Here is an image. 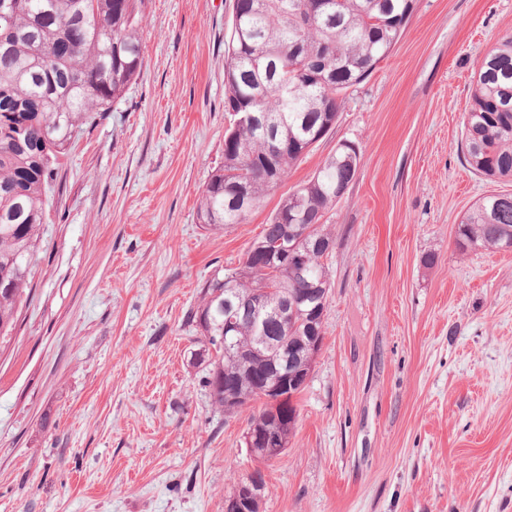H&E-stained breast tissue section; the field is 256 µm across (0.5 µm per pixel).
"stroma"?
Instances as JSON below:
<instances>
[{"label": "stroma", "mask_w": 512, "mask_h": 512, "mask_svg": "<svg viewBox=\"0 0 512 512\" xmlns=\"http://www.w3.org/2000/svg\"><path fill=\"white\" fill-rule=\"evenodd\" d=\"M232 4L144 0L137 80L61 159L0 351V512H224L256 462L246 415L190 362L187 315L343 140L361 162L331 217L325 336L261 512H512V250L454 244L479 198L512 193L459 149L512 0H417L285 185L213 234L197 207L224 161Z\"/></svg>", "instance_id": "obj_1"}]
</instances>
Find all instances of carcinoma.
Listing matches in <instances>:
<instances>
[{
  "label": "carcinoma",
  "instance_id": "carcinoma-1",
  "mask_svg": "<svg viewBox=\"0 0 512 512\" xmlns=\"http://www.w3.org/2000/svg\"><path fill=\"white\" fill-rule=\"evenodd\" d=\"M0 343L12 336L33 290V267L48 194L60 158L102 120L140 74L145 45L141 0H0ZM415 0H236L224 70V107L249 106L261 119L230 129L224 164L213 170L197 209L201 227L218 233L241 224L332 129L340 94L362 82L388 56L414 12ZM460 150L467 167L490 180H512V34L480 59L463 118ZM360 153L338 148L313 176L281 198L260 242L303 235L302 261L284 274L247 250L233 268L215 270L189 319L202 347L213 404L224 409V382L248 428L279 437L287 448L299 409L276 414L260 381L272 359L245 364L224 354V277L236 297L282 308L312 285L330 290L325 259L312 242L334 241L330 213L355 179ZM512 249V193L481 197L458 224L455 249ZM299 315L259 331L238 311L232 331L240 349L265 337L297 349V367H313L320 351Z\"/></svg>",
  "mask_w": 512,
  "mask_h": 512
}]
</instances>
